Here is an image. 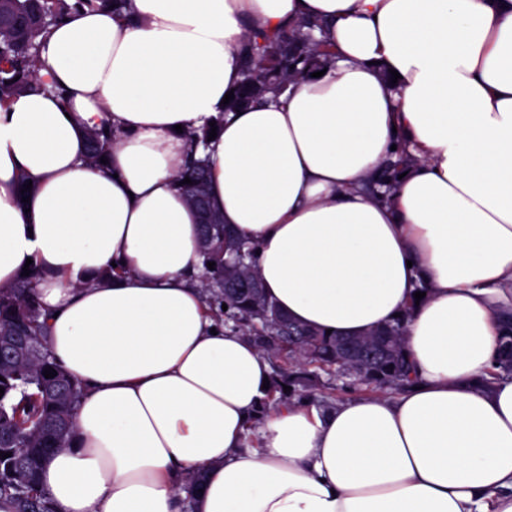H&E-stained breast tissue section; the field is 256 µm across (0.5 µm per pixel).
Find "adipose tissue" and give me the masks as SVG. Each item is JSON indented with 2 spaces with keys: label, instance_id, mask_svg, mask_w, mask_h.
Listing matches in <instances>:
<instances>
[{
  "label": "adipose tissue",
  "instance_id": "obj_1",
  "mask_svg": "<svg viewBox=\"0 0 512 512\" xmlns=\"http://www.w3.org/2000/svg\"><path fill=\"white\" fill-rule=\"evenodd\" d=\"M306 21L326 73L224 104L254 38ZM42 58L46 91L0 105V287L44 271L49 349L86 388L41 472L56 512H183L193 471L196 512H512V376L486 382L512 311V0H131L73 11ZM94 127L117 136L101 168ZM193 157L281 311L403 319L413 385L268 410L248 445L270 359L206 309ZM208 167V161L205 158H191L187 169H185L177 179L179 184L185 179V177L190 178L192 181V184L181 185V188L184 190L186 201L195 209L197 208L192 202L193 197L196 195H205L206 189L209 188Z\"/></svg>",
  "mask_w": 512,
  "mask_h": 512
}]
</instances>
